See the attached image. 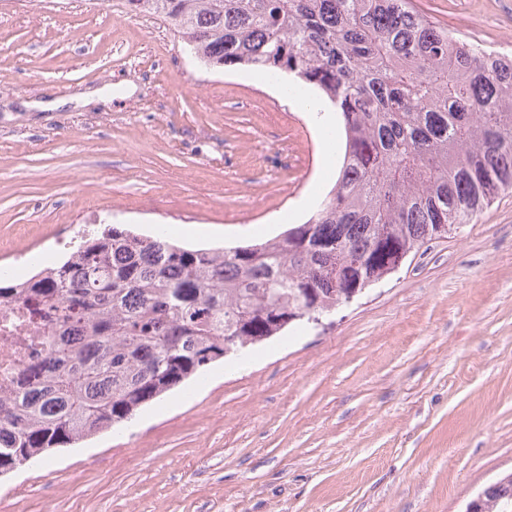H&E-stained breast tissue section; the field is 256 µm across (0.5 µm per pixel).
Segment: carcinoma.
<instances>
[{
  "label": "carcinoma",
  "instance_id": "1",
  "mask_svg": "<svg viewBox=\"0 0 512 512\" xmlns=\"http://www.w3.org/2000/svg\"><path fill=\"white\" fill-rule=\"evenodd\" d=\"M128 4L209 67L317 91L342 166L308 220L272 238L196 248L114 225L27 279L1 276L0 300L57 316L44 355L0 390V477L131 420L234 344L331 314L512 189V58L413 0Z\"/></svg>",
  "mask_w": 512,
  "mask_h": 512
}]
</instances>
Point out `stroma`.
<instances>
[{"mask_svg":"<svg viewBox=\"0 0 512 512\" xmlns=\"http://www.w3.org/2000/svg\"><path fill=\"white\" fill-rule=\"evenodd\" d=\"M512 54V0H414ZM338 140L258 69H213L127 0H0V266L83 224L194 246L276 236ZM512 471V192L304 327L205 369L121 432L0 478V512H464Z\"/></svg>","mask_w":512,"mask_h":512,"instance_id":"35a3bbf8","label":"stroma"}]
</instances>
